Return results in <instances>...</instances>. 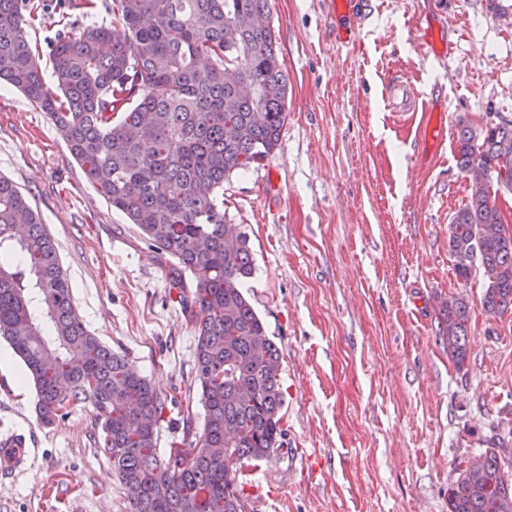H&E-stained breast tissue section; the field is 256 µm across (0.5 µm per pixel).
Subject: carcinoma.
<instances>
[{"label":"carcinoma","mask_w":512,"mask_h":512,"mask_svg":"<svg viewBox=\"0 0 512 512\" xmlns=\"http://www.w3.org/2000/svg\"><path fill=\"white\" fill-rule=\"evenodd\" d=\"M31 0H0V80L49 114L71 155L112 207L172 258L173 285L194 286L184 311L197 333L195 368L205 408L201 436L159 453L167 399L124 356L86 330L55 243L19 188L0 177V338L28 369L39 420L49 426L90 404L102 451L132 512H244V461L283 446L281 356L243 292L254 272L249 240L225 246L224 180L279 145L288 76L270 26L269 0H112L108 23L49 40L57 80L43 77L28 43ZM458 162L512 173V121L458 132ZM472 185L448 225L456 273L479 267L482 305L512 312V229ZM469 306L439 309L442 339L458 366L468 355ZM265 338L261 353L255 340ZM255 390L252 402L240 399ZM448 485V512H512V479L499 451L479 454Z\"/></svg>","instance_id":"1"}]
</instances>
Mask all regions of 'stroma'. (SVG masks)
I'll return each mask as SVG.
<instances>
[{"mask_svg": "<svg viewBox=\"0 0 512 512\" xmlns=\"http://www.w3.org/2000/svg\"><path fill=\"white\" fill-rule=\"evenodd\" d=\"M28 28L48 85L46 41L75 12L33 0ZM328 0H270L288 74L277 149L224 182L249 238L245 292L282 355L283 448L245 469V512H448V486L490 443L512 463V313L485 311L479 273L457 276L448 226L471 177L460 123L512 120V14L489 0H355L341 49ZM431 28L432 43L420 38ZM450 47L437 63L433 46ZM417 89L445 125L406 121L384 79ZM0 175L38 211L87 330L164 396L158 449L200 436L194 325L171 259L101 196L46 112L0 80ZM470 307L469 355L438 337L442 301ZM0 432L34 455L0 474V512H130L98 446L91 406L42 425L27 370L0 339Z\"/></svg>", "mask_w": 512, "mask_h": 512, "instance_id": "obj_1", "label": "stroma"}]
</instances>
